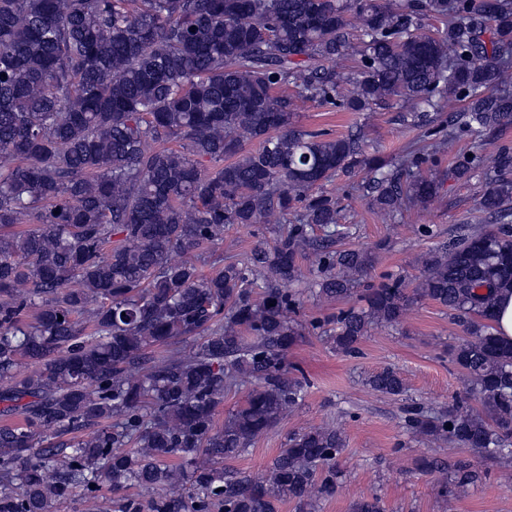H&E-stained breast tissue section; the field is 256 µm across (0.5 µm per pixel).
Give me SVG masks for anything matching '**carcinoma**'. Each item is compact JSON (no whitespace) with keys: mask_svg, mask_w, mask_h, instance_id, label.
<instances>
[{"mask_svg":"<svg viewBox=\"0 0 512 512\" xmlns=\"http://www.w3.org/2000/svg\"><path fill=\"white\" fill-rule=\"evenodd\" d=\"M428 17L443 23L434 35ZM394 100L447 113L448 137L387 161L295 121L303 101L363 112ZM508 125L512 0H0V418L21 417L0 425V512H52L78 489L96 512H275L288 499L314 512L336 488L340 428L292 433L259 477L220 464L299 404V259L318 255L324 302L374 267L373 251L313 236L342 223L323 191L340 172H365L358 188L389 215L431 208L450 176L489 174L479 207L501 225L429 249L412 284L366 288L367 308L340 311L331 339L354 354L373 324L426 301L448 309L467 332L449 356L480 409L457 400L409 427L512 453V343L491 325L512 290V154L423 169L461 135ZM230 224L287 229L206 275L192 253L220 247ZM246 379L218 425L224 393ZM368 384L405 391L392 369ZM422 468L448 504V482L482 479L466 457ZM158 486L147 501L127 493Z\"/></svg>","mask_w":512,"mask_h":512,"instance_id":"cac0c4a2","label":"carcinoma"}]
</instances>
